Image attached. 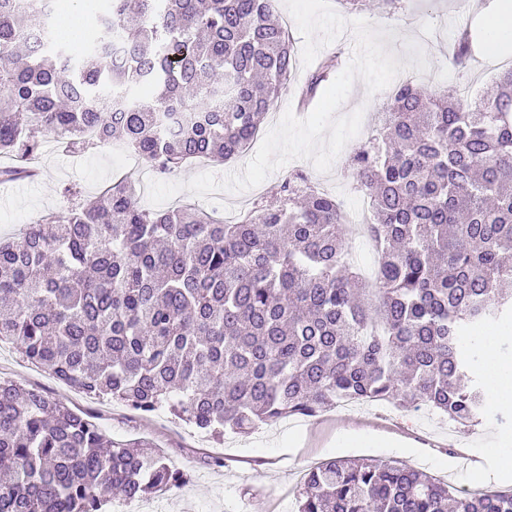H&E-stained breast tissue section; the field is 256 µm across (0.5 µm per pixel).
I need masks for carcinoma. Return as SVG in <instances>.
I'll return each mask as SVG.
<instances>
[{
    "label": "carcinoma",
    "instance_id": "1",
    "mask_svg": "<svg viewBox=\"0 0 512 512\" xmlns=\"http://www.w3.org/2000/svg\"><path fill=\"white\" fill-rule=\"evenodd\" d=\"M55 0H0V182L31 172L49 136L85 152L121 142L170 175L240 155L288 90L296 42L275 0H104L79 57L53 36ZM468 29L451 56L465 64ZM344 62L324 55L307 106ZM182 118L170 128L172 112ZM372 200L381 261L348 259L336 199L288 175L236 224L138 205L123 174L0 237V342L93 399L217 438L343 398L424 405L469 426L485 413L463 337L512 319V68L474 105L409 80L349 158ZM186 474L112 440L38 388L0 379V512H103ZM297 512H512V490L471 493L394 460H330Z\"/></svg>",
    "mask_w": 512,
    "mask_h": 512
}]
</instances>
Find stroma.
<instances>
[{
  "label": "stroma",
  "mask_w": 512,
  "mask_h": 512,
  "mask_svg": "<svg viewBox=\"0 0 512 512\" xmlns=\"http://www.w3.org/2000/svg\"><path fill=\"white\" fill-rule=\"evenodd\" d=\"M331 4L344 19L364 18L371 26L390 30L384 44L404 65L400 79L428 91L466 85L479 97L491 88L500 70L486 46L484 22L485 16L497 12L500 0H480L476 6L469 0H402L397 7L367 0L366 7L358 9L342 0H331ZM466 27L473 34L474 53L460 72L451 67L449 54ZM411 42L424 52L427 72L410 68L407 45ZM384 98L381 92L367 95L364 83L355 81L341 111L363 109L362 133L347 143L329 172H319L311 162L297 159L255 188L219 191L207 200L183 191L174 201L218 210L232 221L252 203L275 198L289 171L301 169L313 185L343 201L345 210H352L359 195L352 189L348 159L363 143V134ZM36 168L35 177L0 183V236L17 235L22 226L47 213L66 216L71 201L64 188L98 193L118 176L121 164L111 147L80 154L51 138ZM489 344L500 358L512 361V322L484 325L464 339L465 347L479 356ZM0 378L42 388L93 417L113 440L147 444L187 474L180 488L143 501L113 497V507L124 512H137L141 503L160 501L169 502L174 512H294L310 468L326 460L356 457L396 460L457 489L512 488V405H488L479 423L467 427L442 422L422 406L405 411L390 405L346 412L331 409L301 418L296 425L285 419L245 435L228 433L219 442L174 420L166 410L140 413L116 402L87 398L24 361L8 342L0 343Z\"/></svg>",
  "instance_id": "35a3bbf8"
}]
</instances>
